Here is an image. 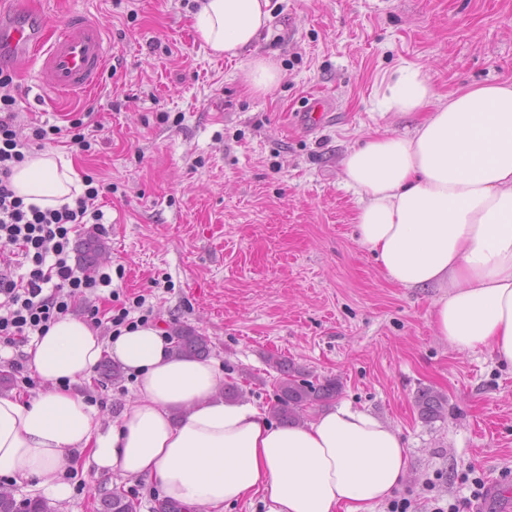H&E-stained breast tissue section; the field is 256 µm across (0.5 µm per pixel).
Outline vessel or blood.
<instances>
[{
  "label": "vessel or blood",
  "mask_w": 512,
  "mask_h": 512,
  "mask_svg": "<svg viewBox=\"0 0 512 512\" xmlns=\"http://www.w3.org/2000/svg\"><path fill=\"white\" fill-rule=\"evenodd\" d=\"M111 57L102 25L86 14L69 16L50 27L39 14L19 8L0 12V59L39 61V81L59 94L87 93L99 87ZM330 113L320 98L308 99L298 119L309 132L320 129Z\"/></svg>",
  "instance_id": "b4317fda"
}]
</instances>
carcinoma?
<instances>
[{"instance_id": "carcinoma-1", "label": "carcinoma", "mask_w": 512, "mask_h": 512, "mask_svg": "<svg viewBox=\"0 0 512 512\" xmlns=\"http://www.w3.org/2000/svg\"><path fill=\"white\" fill-rule=\"evenodd\" d=\"M104 243L98 238L87 239L79 249V261L92 267L99 260ZM208 337L191 327H181L174 331L173 349L178 355L204 357L210 352ZM269 367L276 370L279 377L275 383L276 401L273 413L285 424L300 420V415L313 405L330 399L340 389L338 380L331 377L309 380L302 377L301 369L293 363L278 357L267 359ZM447 405L445 397L430 388L422 390L416 398V406L421 419L431 422L443 414ZM138 501L123 493L105 492L99 499L96 512H138ZM0 512H52L42 499H16L12 492L0 488Z\"/></svg>"}]
</instances>
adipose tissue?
Returning <instances> with one entry per match:
<instances>
[{"label":"adipose tissue","instance_id":"ef3b65f1","mask_svg":"<svg viewBox=\"0 0 512 512\" xmlns=\"http://www.w3.org/2000/svg\"><path fill=\"white\" fill-rule=\"evenodd\" d=\"M271 0H199L194 29L216 54L244 55L272 20ZM420 68L392 73L384 112L420 114L403 135L376 132L341 160L357 195L354 232L385 278L432 288L437 336L512 365V82L467 87L435 103ZM25 204L58 208L86 185L72 159L27 156L11 177ZM45 385L30 400L0 394V476L36 481L62 501L64 474L91 458L98 471L156 483L190 512H224L255 495L273 512H372L408 472L398 431L344 402L278 425L249 401L224 400L223 373L178 357L148 325L104 340L65 315L26 349ZM134 377L114 421L82 386L103 356Z\"/></svg>","mask_w":512,"mask_h":512}]
</instances>
